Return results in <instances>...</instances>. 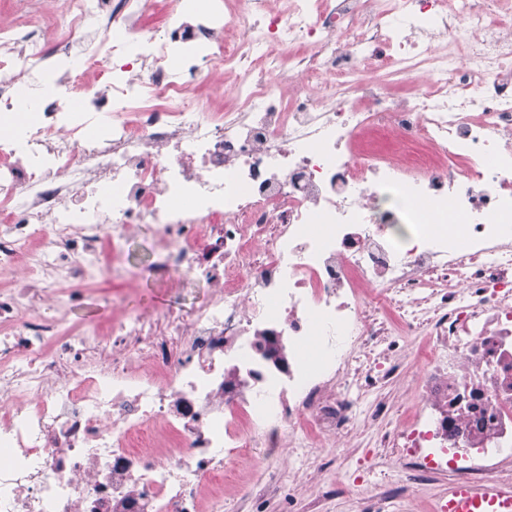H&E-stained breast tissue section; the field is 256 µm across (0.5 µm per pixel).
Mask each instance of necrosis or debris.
I'll return each instance as SVG.
<instances>
[{"mask_svg":"<svg viewBox=\"0 0 512 512\" xmlns=\"http://www.w3.org/2000/svg\"><path fill=\"white\" fill-rule=\"evenodd\" d=\"M505 0H61L0 18V512H224L427 337L410 485L512 448ZM81 91V109L67 103ZM428 212H420L418 202ZM154 227L190 318L68 319Z\"/></svg>","mask_w":512,"mask_h":512,"instance_id":"obj_1","label":"necrosis or debris"}]
</instances>
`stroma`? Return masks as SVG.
Listing matches in <instances>:
<instances>
[{
  "label": "stroma",
  "instance_id": "1",
  "mask_svg": "<svg viewBox=\"0 0 512 512\" xmlns=\"http://www.w3.org/2000/svg\"><path fill=\"white\" fill-rule=\"evenodd\" d=\"M151 241L146 229L125 246L127 276L135 288L131 304L190 316L209 298L210 288L184 273L158 271ZM421 388V366L414 364L412 356L402 357L398 373L381 390L390 405L383 427L357 421L350 447L313 449L305 463L296 467L284 459L267 460L261 450H254L242 468V479L254 494L244 500L234 491H225L224 512H361L377 485L402 480L388 460V449L377 447V432L391 430L414 415ZM448 486L447 474H439L412 494L393 499L385 512H435Z\"/></svg>",
  "mask_w": 512,
  "mask_h": 512
}]
</instances>
